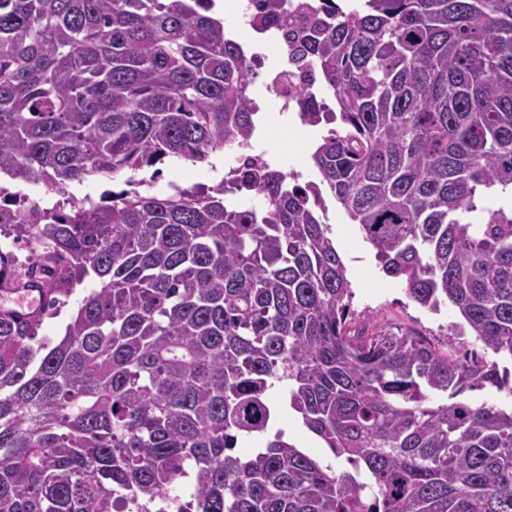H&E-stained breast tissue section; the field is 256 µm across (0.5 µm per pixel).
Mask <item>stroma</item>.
Masks as SVG:
<instances>
[{
	"instance_id": "stroma-1",
	"label": "stroma",
	"mask_w": 512,
	"mask_h": 512,
	"mask_svg": "<svg viewBox=\"0 0 512 512\" xmlns=\"http://www.w3.org/2000/svg\"><path fill=\"white\" fill-rule=\"evenodd\" d=\"M320 135V128L301 126L288 113L274 123L273 132L266 138L265 144L280 169L301 172L304 179L311 180L315 173L310 155ZM223 165L224 155L220 152L213 154L207 164L183 162L167 165L157 186L163 189L171 182L184 188L198 184L212 185L217 180L216 169ZM327 222L347 267L353 291L350 308L355 316L369 319L377 330H412L442 352L460 351L470 344V337L456 335L450 330V323L459 319L452 308L445 307L441 312L432 313L415 305L406 297L400 282L381 272L371 245L363 240L357 225L352 224L344 210L332 201L327 204Z\"/></svg>"
}]
</instances>
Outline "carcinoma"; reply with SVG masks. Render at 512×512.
<instances>
[{
    "label": "carcinoma",
    "instance_id": "1",
    "mask_svg": "<svg viewBox=\"0 0 512 512\" xmlns=\"http://www.w3.org/2000/svg\"><path fill=\"white\" fill-rule=\"evenodd\" d=\"M271 6L253 24L316 83L288 93L326 126L317 180L255 159L159 195V166L255 128L213 0H0V174L125 185L4 219L57 272L40 312L0 309V512H512V407L468 396L512 397L486 358L512 362V0ZM328 198L483 355L356 321ZM275 389L349 468L273 430ZM91 288H96L94 283L89 278H86L81 286L68 298L67 305L62 309L59 317L54 319H46L41 330L40 335L47 336L52 339H57L64 333V327L69 321L70 317L77 311L79 303L84 295L88 294Z\"/></svg>",
    "mask_w": 512,
    "mask_h": 512
}]
</instances>
